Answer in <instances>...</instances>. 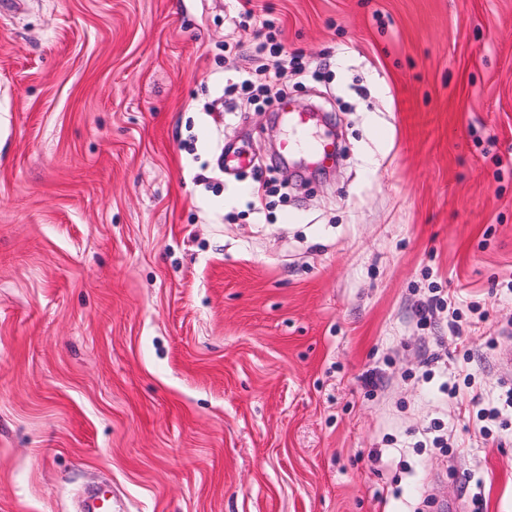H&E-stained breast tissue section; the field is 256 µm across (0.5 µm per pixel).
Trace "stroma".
<instances>
[{"label":"stroma","mask_w":512,"mask_h":512,"mask_svg":"<svg viewBox=\"0 0 512 512\" xmlns=\"http://www.w3.org/2000/svg\"><path fill=\"white\" fill-rule=\"evenodd\" d=\"M252 7L334 166L237 0L0 13V512H512V0ZM260 29H267L264 38L253 44L251 61L253 66L246 76L224 87V95H247L248 98L263 101L286 95L288 73L295 79L316 80L319 74L310 70L301 55L294 54L288 59L284 47L278 40V30L268 20L259 21ZM297 125L301 128L298 145L306 152L317 157L321 163H327L334 159L336 154V142L334 138L312 137L302 127L303 120L299 116Z\"/></svg>","instance_id":"stroma-1"}]
</instances>
